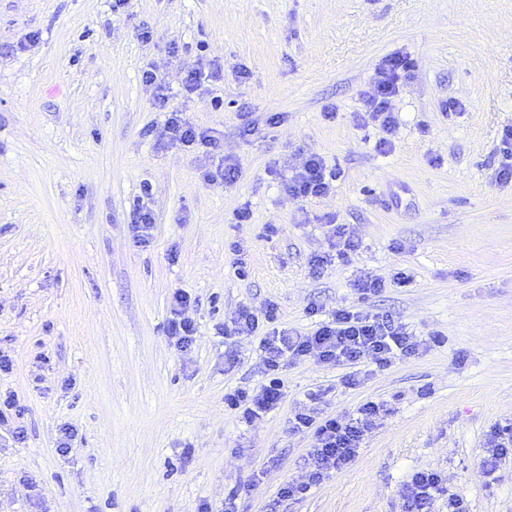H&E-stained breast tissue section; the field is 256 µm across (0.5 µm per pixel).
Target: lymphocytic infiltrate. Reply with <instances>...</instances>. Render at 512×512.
<instances>
[{
    "mask_svg": "<svg viewBox=\"0 0 512 512\" xmlns=\"http://www.w3.org/2000/svg\"><path fill=\"white\" fill-rule=\"evenodd\" d=\"M411 67L407 57L391 55L379 68V79L372 92L365 94L356 119L360 124H375L383 133L379 149L391 145L398 120L391 110V100L400 90V82ZM143 80L155 88L157 109L166 112L167 119L160 139L186 147L203 144L219 149L220 141L208 131L193 126L183 112L171 107L163 85L158 84L153 70H145ZM336 180L334 169L319 155L306 158L286 181L289 195L300 199L317 198L330 193ZM277 307L267 304L263 312L249 307L239 308L233 319L234 331L240 336L260 335V351L266 380L257 389H236L225 393V405L239 413L245 423H253L277 408L283 398L280 372L286 362L310 358L323 363L349 367L346 383L358 385V366L386 367L393 361L408 358L422 345L404 324L387 314H360L341 308L330 319L304 336L289 335L287 329L275 328ZM382 412L380 404L368 401L354 412L341 418L317 417L315 410L297 412L292 420L294 429L314 428L318 444L309 450L304 460L301 478L279 487L275 499L282 502L304 497L333 472L350 464L358 455L364 436L375 426ZM442 478L434 472L412 475L402 490V512H430L437 495L443 494Z\"/></svg>",
    "mask_w": 512,
    "mask_h": 512,
    "instance_id": "1",
    "label": "lymphocytic infiltrate"
}]
</instances>
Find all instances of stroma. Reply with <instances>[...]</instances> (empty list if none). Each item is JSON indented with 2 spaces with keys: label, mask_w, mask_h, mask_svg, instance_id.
Instances as JSON below:
<instances>
[{
  "label": "stroma",
  "mask_w": 512,
  "mask_h": 512,
  "mask_svg": "<svg viewBox=\"0 0 512 512\" xmlns=\"http://www.w3.org/2000/svg\"><path fill=\"white\" fill-rule=\"evenodd\" d=\"M393 54L414 66L384 154L354 114ZM210 62L223 78L186 95L184 74ZM147 69L221 151L148 135L165 116ZM509 126L512 0H0V512H266L316 445L290 424L313 391L324 417L386 412L281 512H401L419 471L469 512H512V456L496 482L480 467L492 427L512 422V182L495 178ZM312 153L335 187L293 198L288 168ZM226 158L230 186L208 177ZM138 204L155 218L145 246ZM329 215L361 244L347 259ZM366 275L386 288L360 296ZM178 290L196 328L185 349L167 332ZM270 302L297 336L311 308L352 307L424 345L353 388L347 367L288 363L281 405L248 425L224 394L262 382L259 340L219 329Z\"/></svg>",
  "instance_id": "stroma-1"
}]
</instances>
